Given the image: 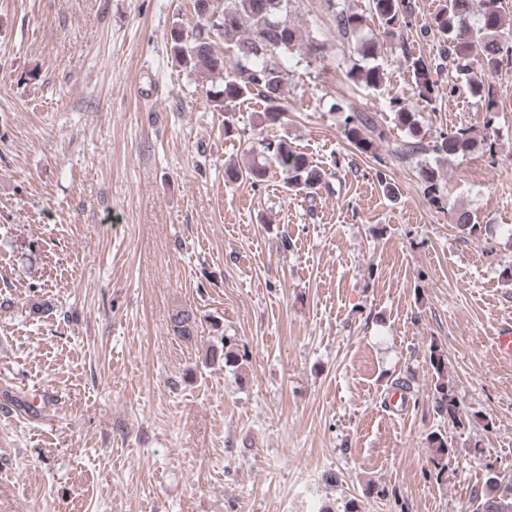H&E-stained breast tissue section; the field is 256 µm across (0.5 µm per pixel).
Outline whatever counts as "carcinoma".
I'll return each mask as SVG.
<instances>
[{
  "label": "carcinoma",
  "mask_w": 512,
  "mask_h": 512,
  "mask_svg": "<svg viewBox=\"0 0 512 512\" xmlns=\"http://www.w3.org/2000/svg\"><path fill=\"white\" fill-rule=\"evenodd\" d=\"M292 0H193L197 17L195 33H171V52L174 59L200 77L219 79L222 89L208 96L215 110L224 113V134L233 131L229 116L246 98L260 100L264 109L261 122L266 125L288 124V107L285 105L288 70L283 57L292 53L301 41L307 42L308 51L316 54L321 48L316 36H303L290 18ZM370 12L377 20L379 35L394 38L404 29L414 27L412 7L406 0H371ZM338 34L348 40L358 38L366 27L364 14L342 7L336 11ZM422 40L434 39L441 45V52L434 58H424L402 48L404 63L411 69L416 88L425 103L431 105L446 95L454 94L460 84L466 85L470 96L477 99L486 111L493 110L496 101L483 82L470 77L473 68L498 74L512 70V19L506 18L500 0H444V4L431 22L416 29ZM379 43L361 40L356 47L360 61H352L346 69V79L357 87L377 89L386 80L384 68L367 61L377 57ZM454 64L455 75L444 85L431 80L432 73L443 70L445 61ZM389 107L398 126L407 131V138L389 148L400 160L420 155L436 157H465L476 147L473 129L469 126L451 128L440 132L435 139L425 141L418 113L390 100ZM344 134L357 148L368 151L375 142L389 143L387 133L367 112H351L344 116ZM244 152L251 161L244 167L228 166L224 171L227 182L246 180L254 187L267 182L270 171L282 176L284 188L303 192L315 198L317 191L327 184V174L312 164L309 158L293 149L288 138L274 142L249 144ZM421 177L424 192L434 203L441 201V174L438 168L423 165ZM453 222L464 234L474 235L481 226L474 222L470 210L459 208L453 212ZM196 316L189 310H179L173 315V331L179 337L192 339ZM211 358L224 360V367L234 368L241 355L227 338H221V349L212 350ZM429 364L434 371L431 402L441 416H448L453 427H465L466 416L457 407L448 383V372L443 351L431 345ZM429 475L435 481L443 480L448 470V438L440 432L429 436ZM486 493L476 503L473 512H512V487L501 489V480L493 464L485 465Z\"/></svg>",
  "instance_id": "cac0c4a2"
}]
</instances>
